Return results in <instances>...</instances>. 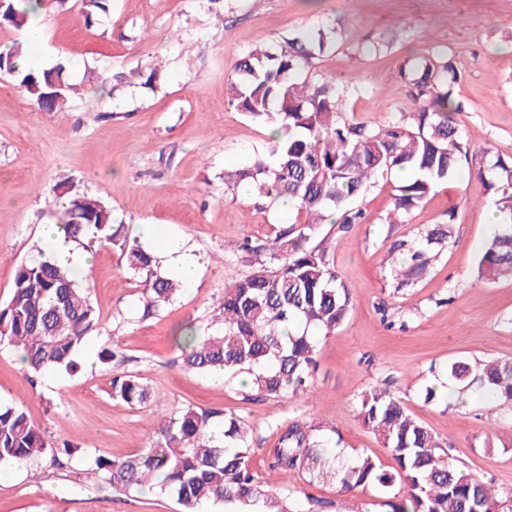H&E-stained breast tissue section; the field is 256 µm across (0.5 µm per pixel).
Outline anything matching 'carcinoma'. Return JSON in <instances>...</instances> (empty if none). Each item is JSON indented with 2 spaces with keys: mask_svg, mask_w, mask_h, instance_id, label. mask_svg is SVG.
<instances>
[{
  "mask_svg": "<svg viewBox=\"0 0 512 512\" xmlns=\"http://www.w3.org/2000/svg\"><path fill=\"white\" fill-rule=\"evenodd\" d=\"M46 0H4L0 22L21 29ZM335 43V30L302 32L270 51L257 48L236 66L229 82L230 103L238 111L267 121L277 135L267 156L224 173V184H250L272 200L295 203L292 221L282 225L269 247L238 246L254 270L224 289L214 315L215 332L201 339L191 332L174 337L182 365L193 372L251 376L253 396H297L313 387L318 337L336 329L353 310L349 290L329 262L323 243L312 244L316 226L359 224L353 201L372 180L396 170L410 177L395 186L392 223L403 224L437 186L452 179L469 160L467 141L456 115L461 106L452 87L460 78L445 54L409 60L401 75L411 86V111L388 124L349 123L338 115L336 84L302 77L310 60ZM22 46L0 54V77H13L39 108H61L76 92L64 64L22 70ZM477 175L488 177L496 196L497 228L480 252L478 273L488 279L512 276V159L498 157ZM61 209L56 220L68 236L87 245L120 252L128 270L141 278V318L170 304L182 284L155 269L156 260L101 199L80 193L73 182L53 187ZM453 224H439L407 245L391 269L396 288L421 281L452 237ZM100 315L90 288L40 250L16 271L8 300L0 304V345L22 352L27 382L75 367L74 356L88 337L100 332ZM448 379L466 392L512 401V362L488 360L448 364ZM112 398L131 406L147 401L140 377L112 376ZM359 416L395 462L383 468L371 455L337 449L321 426L290 422L272 449L271 468L315 481H333L348 493L373 486L387 512H512V498L494 490L451 462L448 452L422 422L409 414L388 384L372 385L357 397ZM253 448L245 423L235 416L185 406L163 417L154 442L122 458L94 459V471L116 491L149 488L171 495L183 512H200L205 503H222L225 512H303L266 488L251 469ZM71 456L68 443L51 444L17 405L0 404V463Z\"/></svg>",
  "mask_w": 512,
  "mask_h": 512,
  "instance_id": "1",
  "label": "carcinoma"
}]
</instances>
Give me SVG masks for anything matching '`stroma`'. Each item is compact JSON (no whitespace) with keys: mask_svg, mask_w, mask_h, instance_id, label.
Segmentation results:
<instances>
[{"mask_svg":"<svg viewBox=\"0 0 512 512\" xmlns=\"http://www.w3.org/2000/svg\"><path fill=\"white\" fill-rule=\"evenodd\" d=\"M322 27L335 29L336 44L305 74L344 89L339 115L348 122L398 120L410 109L401 64L448 52L461 74L453 96L462 105L471 169L435 188L406 223L392 221L398 171L355 199L362 223L318 226L315 237L327 240L353 312L320 336L311 396L257 402L247 399L240 378L183 370L171 337L186 323L208 335L225 287L248 271L247 263L225 259V244H270L289 220L254 188L224 185L225 171L263 154L269 140L265 125L229 105L227 84L250 51ZM17 42L47 66H72L78 92L61 111L46 112L17 80L0 78V303L18 265L41 248L43 226L54 223L52 188L63 180L105 201L131 235L145 237L151 225L183 237L200 275L143 320L138 278L116 251L91 247L87 283L102 329L76 353L75 370L32 386L18 351L0 346V403L21 406L47 439L77 449L62 468L43 459L23 469L0 465V512H181L167 495L114 491L90 466L99 456L137 453L153 441L160 415L189 405L240 417L254 448L253 472L291 503L313 501V512H385L373 487L344 493L331 481H284L269 469L270 449L298 418L336 430L342 447L391 467L356 408L359 393L382 381L455 464L512 492V402L424 398L426 385L446 381L457 358L512 360V279L485 282L475 274L495 198L473 174L495 157L512 158V0H110L91 25L82 0H50L30 26L0 25V46ZM154 63L160 79L151 89L139 73ZM448 221L454 244L422 281L395 291L392 245ZM110 346L123 360L101 363V349ZM117 370L142 378L146 404L112 398ZM488 439L494 448H484Z\"/></svg>","mask_w":512,"mask_h":512,"instance_id":"obj_1","label":"stroma"}]
</instances>
